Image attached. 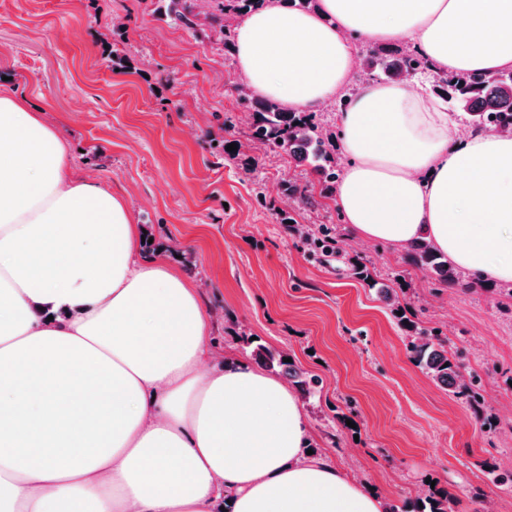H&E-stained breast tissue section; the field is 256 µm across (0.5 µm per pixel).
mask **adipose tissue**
Here are the masks:
<instances>
[{"label": "adipose tissue", "mask_w": 512, "mask_h": 512, "mask_svg": "<svg viewBox=\"0 0 512 512\" xmlns=\"http://www.w3.org/2000/svg\"><path fill=\"white\" fill-rule=\"evenodd\" d=\"M409 42L448 71L512 69V0H271L240 18L254 93L316 112L351 82L355 39ZM336 125L352 236H427L512 284V137L456 136L423 78L359 87ZM126 200L74 171L43 110L0 89V512H384L324 455L297 398L215 360L195 286L140 257Z\"/></svg>", "instance_id": "1"}]
</instances>
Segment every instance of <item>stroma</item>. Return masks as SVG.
<instances>
[{
	"label": "stroma",
	"instance_id": "35a3bbf8",
	"mask_svg": "<svg viewBox=\"0 0 512 512\" xmlns=\"http://www.w3.org/2000/svg\"><path fill=\"white\" fill-rule=\"evenodd\" d=\"M152 9L151 0H0V77L46 108L78 172L127 200L152 241L142 258L164 255L197 286L216 353L249 360L234 338L243 329L323 377L300 400L313 449L404 512L433 488L457 500L455 512H481L479 490L495 512H512V492L486 472L512 467V301L478 286L436 289L404 249L351 238L335 202L296 211L331 225L346 259L379 287L408 288L407 316L440 328L463 371L481 378L478 418L413 363L376 289L310 256L280 223L283 183H305L309 171L280 154L218 148L214 134L241 110L235 56ZM114 45L128 66L112 65ZM253 158L258 186L242 173ZM487 417L500 422L490 436Z\"/></svg>",
	"mask_w": 512,
	"mask_h": 512
}]
</instances>
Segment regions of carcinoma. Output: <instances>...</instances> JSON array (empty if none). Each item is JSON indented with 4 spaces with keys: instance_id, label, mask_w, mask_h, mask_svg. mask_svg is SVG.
<instances>
[{
    "instance_id": "1",
    "label": "carcinoma",
    "mask_w": 512,
    "mask_h": 512,
    "mask_svg": "<svg viewBox=\"0 0 512 512\" xmlns=\"http://www.w3.org/2000/svg\"><path fill=\"white\" fill-rule=\"evenodd\" d=\"M207 12L196 10L194 0H157V10L170 17L182 28L201 32L208 39L222 46L231 54L236 43L234 24H224V19L234 20L243 14L264 6L267 0H206ZM366 74L372 80L396 81L410 76L429 74L434 91L453 110L462 108L469 117L474 131L512 126V70L494 73L436 71L428 60L414 50L394 51L383 46L371 47L363 57ZM243 115L230 117L224 124L230 128L244 127L246 144L266 151L283 153L298 163H308L316 177L319 196L334 197L340 178V163L336 157V132L321 127L319 116L314 112H296L283 108L278 102L253 94L241 95ZM285 196L294 203L308 207L317 204L314 197L305 193L299 185L290 182ZM282 223H291V230L299 237L308 252L323 257L329 252H340L339 241L329 235V229L301 224L282 211ZM409 259L425 270L438 288L470 285L463 282L457 267L426 240H418L408 246ZM401 326L407 335V349L415 364L421 367L433 382L445 386L452 395L480 412L485 396L480 379L472 375L464 378L456 355L448 352V339L438 328H428L400 316ZM241 341L252 348L255 360L267 370L288 377L305 396L316 393L323 384L317 374L301 370L293 362H286L288 354L275 351L251 339ZM456 500L444 493L432 491L426 494L413 512H454Z\"/></svg>"
}]
</instances>
